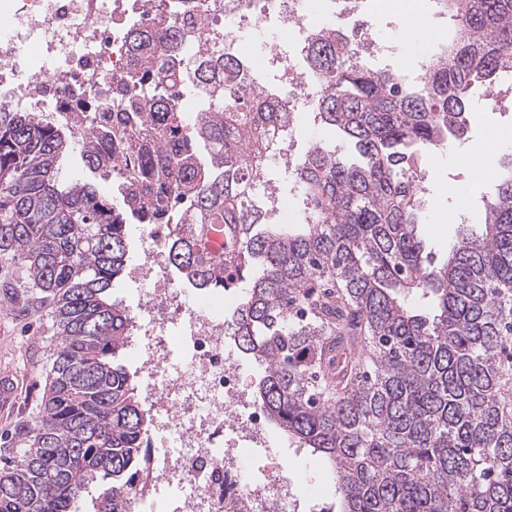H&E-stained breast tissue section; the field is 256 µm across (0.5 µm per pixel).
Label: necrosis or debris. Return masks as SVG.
I'll list each match as a JSON object with an SVG mask.
<instances>
[{
	"instance_id": "obj_1",
	"label": "necrosis or debris",
	"mask_w": 512,
	"mask_h": 512,
	"mask_svg": "<svg viewBox=\"0 0 512 512\" xmlns=\"http://www.w3.org/2000/svg\"><path fill=\"white\" fill-rule=\"evenodd\" d=\"M240 15L229 0H153L156 12L184 25V55L204 58L216 34L237 54L242 28L275 18L296 45H304L306 16L323 12L351 22L355 51L369 60L398 53L372 22V0H262ZM10 20L0 29V105L51 111L55 121L101 112L128 65L124 35L144 23L143 0H8ZM36 42L37 54H20ZM264 70L276 69L299 113L312 112L317 80L307 65L286 57L280 41L261 48ZM249 64V71H256ZM170 225L139 230L140 249L129 280L137 282L133 348L143 400L160 450L148 463L150 491H132L129 512H153L148 494L176 493L175 512H332L328 503L300 499L282 457L267 453L264 412L252 400V382L226 345L224 299L186 300L169 273L164 242Z\"/></svg>"
}]
</instances>
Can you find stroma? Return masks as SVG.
Instances as JSON below:
<instances>
[{
  "mask_svg": "<svg viewBox=\"0 0 512 512\" xmlns=\"http://www.w3.org/2000/svg\"><path fill=\"white\" fill-rule=\"evenodd\" d=\"M394 8L393 0H386L374 18L378 35L397 41L401 47L398 55L381 60L380 65L412 77L420 72L434 47L447 44L448 20L440 16L437 5L432 2L418 11L419 26L399 28L389 18ZM475 108L474 121L466 136L452 148L432 152L423 162L427 222L420 225L419 231L429 251L439 261L447 257L459 225L481 223L484 204L492 196L496 165L485 164L482 177H474L473 154L486 153L490 148L499 154L512 151V134L507 131L512 125V113L506 115L491 109L481 99L476 101ZM51 336L48 316H41L25 327L0 307V376L11 374L21 378L17 392L21 407L15 414L0 413L1 435H10L18 421L36 416L45 384L43 364ZM270 450L284 456L285 469L289 477L296 480L299 495L316 493L327 501H335V485L321 459L296 452L277 433L272 436Z\"/></svg>",
  "mask_w": 512,
  "mask_h": 512,
  "instance_id": "35a3bbf8",
  "label": "stroma"
}]
</instances>
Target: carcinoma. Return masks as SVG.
<instances>
[{
	"instance_id": "1",
	"label": "carcinoma",
	"mask_w": 512,
	"mask_h": 512,
	"mask_svg": "<svg viewBox=\"0 0 512 512\" xmlns=\"http://www.w3.org/2000/svg\"><path fill=\"white\" fill-rule=\"evenodd\" d=\"M438 4L452 50L413 83L353 58L339 30L313 32V120L339 145L297 161L271 159L269 132L295 128L279 90L225 49L188 62L172 22L127 31L120 110L81 148L42 113L0 106V260L15 271L0 305L24 325L47 312L56 335L38 415L0 460V512H86L93 487L92 512H126L151 420L121 363L134 324L113 290L132 229L152 224L174 225L167 259L185 287L247 285L227 321L260 367L254 401L328 462L339 512H512V154L480 231L446 260L418 231L423 159L463 139L475 99L512 77V0ZM188 88L202 101L192 122ZM102 139L129 160L112 172L117 204L62 177L76 151L106 171ZM274 168L302 201L292 224L271 217Z\"/></svg>"
}]
</instances>
